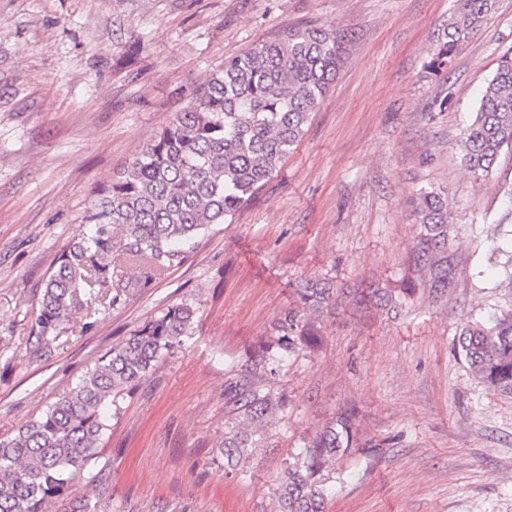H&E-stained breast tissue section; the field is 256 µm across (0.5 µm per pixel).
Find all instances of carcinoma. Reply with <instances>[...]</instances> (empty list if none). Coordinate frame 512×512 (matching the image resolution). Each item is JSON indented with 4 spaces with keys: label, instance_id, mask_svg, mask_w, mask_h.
Returning <instances> with one entry per match:
<instances>
[{
    "label": "carcinoma",
    "instance_id": "obj_1",
    "mask_svg": "<svg viewBox=\"0 0 512 512\" xmlns=\"http://www.w3.org/2000/svg\"><path fill=\"white\" fill-rule=\"evenodd\" d=\"M495 0H459L433 61L442 68L458 46L494 10ZM336 30L306 26L264 42L224 62L194 91L186 106L112 181L98 192L83 233L49 275L29 335L49 345L76 315L91 317L114 306L130 290L182 260V246L209 224H223L277 173L304 133L312 112L335 80L344 58ZM512 149V49L504 52L473 121L459 140L462 163L474 178L492 171L503 148ZM415 215L422 231L418 259L430 287L450 284L448 195L422 192ZM299 307L288 311L269 344L273 362H285L296 345L317 336L315 319L329 306L333 289L309 281ZM194 311L168 308L105 354L79 381L63 390L37 419L0 439V512H88L74 496L84 469L108 430L109 411L182 337L192 335ZM454 350L488 386L512 394V311L485 324L469 321ZM238 410L260 428L277 404L251 382L232 386ZM357 445L352 416L340 415L315 433L278 484L280 512H325L324 472ZM251 434L224 437L228 459L251 455Z\"/></svg>",
    "mask_w": 512,
    "mask_h": 512
}]
</instances>
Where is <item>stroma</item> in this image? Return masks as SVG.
<instances>
[{"instance_id": "1", "label": "stroma", "mask_w": 512, "mask_h": 512, "mask_svg": "<svg viewBox=\"0 0 512 512\" xmlns=\"http://www.w3.org/2000/svg\"><path fill=\"white\" fill-rule=\"evenodd\" d=\"M456 0H0V438L42 415L113 347L170 306L194 330L119 400L80 494L108 512H278L274 490L312 434L353 410L327 512H512V395L454 351L461 324L512 309V150L488 176L458 141L501 54L512 0L441 70ZM306 25L344 34L345 61L279 172L182 262L47 348L29 334L49 273L99 186L225 60ZM452 205L451 284L415 265L420 192ZM341 292L317 341L264 360L297 290ZM376 284L392 311L352 303ZM246 378L280 406L244 468L220 451Z\"/></svg>"}]
</instances>
